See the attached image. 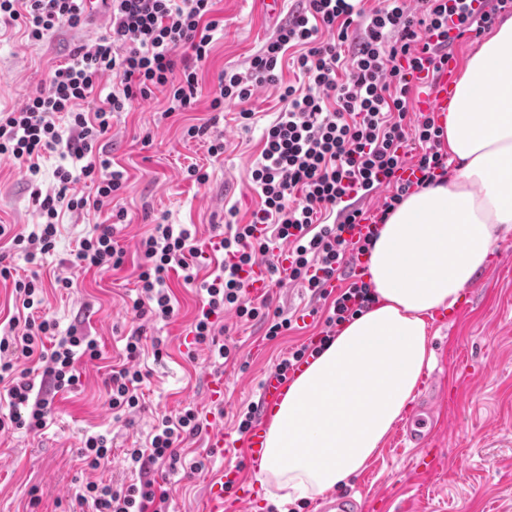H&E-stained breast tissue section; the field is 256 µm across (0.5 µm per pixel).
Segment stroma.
Masks as SVG:
<instances>
[{"label":"stroma","instance_id":"obj_1","mask_svg":"<svg viewBox=\"0 0 512 512\" xmlns=\"http://www.w3.org/2000/svg\"><path fill=\"white\" fill-rule=\"evenodd\" d=\"M296 0H282L277 15H266L261 0H216L221 21L213 48L199 71L197 96L191 110L163 117L168 92L159 88L130 111L115 116L103 143L114 162L127 173L119 204L127 211L116 239L126 252L121 270L101 272L72 265L78 240L94 225L107 223L110 207L82 214L65 213L53 253L38 264L14 259L25 276L38 271L46 288L44 314L55 318L60 332L77 329L95 338L102 356L81 364V385L53 397L54 418L40 433L22 430L0 436V512H81L75 492L87 483L120 485L130 482L124 451L143 444L157 418L186 407L212 414L225 429L238 425L248 405L259 403L264 377L273 372L289 348L319 334L322 325L310 320L287 336L264 340L263 327L243 324L226 315L219 342L237 346V358L223 366L227 390L223 403L210 402L207 383L214 358L206 347L193 345L191 325L200 305L195 289L178 274L168 286L178 301L177 314L150 323L148 335L162 341L161 357H146L150 375L142 386V408L130 419L117 420L108 405L104 378L124 353L125 336L134 324L128 308L140 261L136 244L151 224L164 222L187 228L202 242L212 240L218 224H245L260 205L251 185L250 170L262 148V135L280 104L274 89L260 90L247 104L254 113L249 129H242L240 104L225 103L222 112L210 108L218 77L227 67L242 69L249 57L287 20ZM110 19L96 29L66 27L39 43L18 30L0 37V111L21 107L47 88L51 75L78 46L93 44L109 33ZM209 123L210 137L223 138L226 150L210 156L208 139H186L185 127ZM207 168L210 179L200 186L185 176L188 166ZM77 170L78 161L55 152L42 159L37 176L26 165L0 158V225L27 234L39 222L33 187L51 193L57 166ZM503 258L496 270L476 276L466 293L467 310L445 324H431V366L440 385L454 383L453 398L440 402L436 429L442 449L438 468L428 477L415 473L413 452L392 453L379 448L366 467L345 484L366 500L382 498L383 512H512V232L496 244ZM69 277V289L54 288L55 277ZM465 376H457L458 368ZM106 435L112 455L106 467L84 466L79 452L86 435ZM201 471L191 472L194 462ZM238 449L208 448L206 436L184 443L180 464L167 476L173 512H200L209 481L226 464L241 463Z\"/></svg>","mask_w":512,"mask_h":512}]
</instances>
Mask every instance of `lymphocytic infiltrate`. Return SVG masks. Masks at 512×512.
Instances as JSON below:
<instances>
[{
	"label": "lymphocytic infiltrate",
	"mask_w": 512,
	"mask_h": 512,
	"mask_svg": "<svg viewBox=\"0 0 512 512\" xmlns=\"http://www.w3.org/2000/svg\"><path fill=\"white\" fill-rule=\"evenodd\" d=\"M82 0H0V28L20 27L31 42L48 38L63 26L83 23ZM213 0H112V28L90 46L77 47L57 66L47 90L19 109L0 113V156L26 164L39 174L46 154L66 147L81 160L79 173L57 167L56 186L45 195L33 190L41 218L36 231L11 236L27 263L54 251L62 210L100 209L122 191L116 169L101 142L115 113L126 112L152 91H168L167 114L188 110L199 86V70L208 59L218 27L211 20ZM512 13V0H301L298 10L279 26L245 69L227 68L219 76L223 101L248 102L259 90L274 87L282 104L265 129L263 147L251 179L261 204L246 224L226 225L215 246L222 252L211 277L198 280L204 252L189 229L157 223L137 243L141 257L137 293L131 310L137 319L166 321L175 314L168 291L171 271L181 270L185 285L202 296L193 322V342L212 347L220 359L234 353L218 343L216 331L226 314L257 320L272 341L292 328L291 318L270 310L268 301L246 305L243 267L266 261L277 283L291 282L326 301V329L316 344L292 348L276 366L284 375L303 359L318 355L334 339L337 326L366 312L374 302L369 283L358 280L334 292L325 281L347 266L346 228L361 223L358 200L382 194L374 217L384 224L412 189L432 185L447 170L440 129L431 114L416 124L406 117L414 107L416 72L447 68L451 48L479 38L501 14ZM289 62L295 82H283L282 62ZM116 82L106 96L96 91L103 77ZM411 179H403V170ZM84 189H77V182ZM125 218L117 210L110 224H98L83 236L74 263L83 268L119 269L125 251L115 225ZM0 253V278L12 280L25 317H12L0 332V435L24 429L43 430L53 414L52 401L35 395L32 374L55 390L72 391L81 374L77 362L99 356L96 339L69 330L59 333L56 320L41 316L43 285L38 273L14 277ZM143 327L126 338V358L105 380L109 406L119 418L140 410L144 380ZM198 411L161 416L146 447L125 452L138 479L120 486L95 484L76 492L79 505L92 512H169L170 491L152 471L176 470L180 448L202 433Z\"/></svg>",
	"instance_id": "f902f5d3"
}]
</instances>
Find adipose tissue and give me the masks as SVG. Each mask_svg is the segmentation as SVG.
Masks as SVG:
<instances>
[{"label": "adipose tissue", "mask_w": 512, "mask_h": 512, "mask_svg": "<svg viewBox=\"0 0 512 512\" xmlns=\"http://www.w3.org/2000/svg\"><path fill=\"white\" fill-rule=\"evenodd\" d=\"M494 91L496 110L476 105ZM452 166L390 212L371 251L375 303L275 406L259 481L273 502L321 495L361 472L432 361L426 318L457 305L512 232V17L464 62L436 120Z\"/></svg>", "instance_id": "1"}]
</instances>
